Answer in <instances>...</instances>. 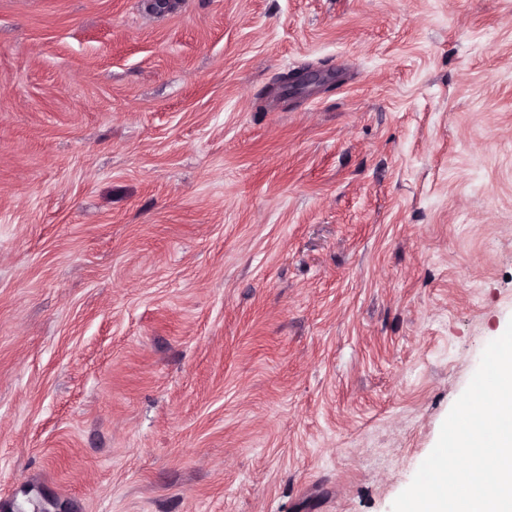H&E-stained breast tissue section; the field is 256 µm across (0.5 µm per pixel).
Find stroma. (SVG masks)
I'll use <instances>...</instances> for the list:
<instances>
[{
    "instance_id": "1",
    "label": "stroma",
    "mask_w": 512,
    "mask_h": 512,
    "mask_svg": "<svg viewBox=\"0 0 512 512\" xmlns=\"http://www.w3.org/2000/svg\"><path fill=\"white\" fill-rule=\"evenodd\" d=\"M149 2L0 0V512H391L512 321V0Z\"/></svg>"
}]
</instances>
